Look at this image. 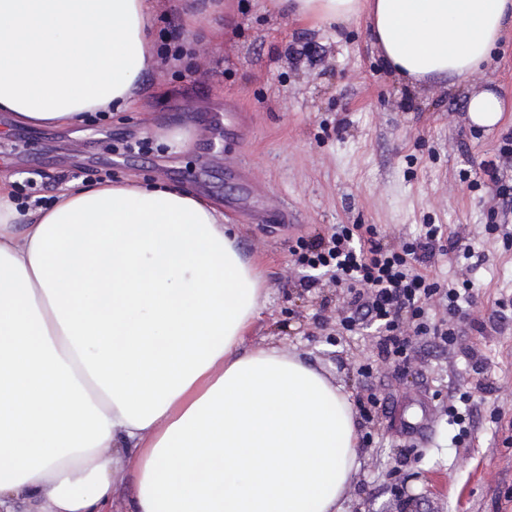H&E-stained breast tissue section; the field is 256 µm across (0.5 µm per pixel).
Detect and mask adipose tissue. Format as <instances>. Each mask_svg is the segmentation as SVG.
Here are the masks:
<instances>
[{
    "label": "adipose tissue",
    "instance_id": "obj_1",
    "mask_svg": "<svg viewBox=\"0 0 512 512\" xmlns=\"http://www.w3.org/2000/svg\"><path fill=\"white\" fill-rule=\"evenodd\" d=\"M276 2L365 19L413 84L469 79L512 34V0ZM155 23L151 0H0V112L128 110ZM22 218L0 187V512H344L351 395L298 356L242 351L265 280L223 209L76 183Z\"/></svg>",
    "mask_w": 512,
    "mask_h": 512
}]
</instances>
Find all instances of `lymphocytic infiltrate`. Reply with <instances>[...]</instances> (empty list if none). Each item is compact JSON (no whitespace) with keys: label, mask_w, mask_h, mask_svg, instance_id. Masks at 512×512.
Returning a JSON list of instances; mask_svg holds the SVG:
<instances>
[{"label":"lymphocytic infiltrate","mask_w":512,"mask_h":512,"mask_svg":"<svg viewBox=\"0 0 512 512\" xmlns=\"http://www.w3.org/2000/svg\"><path fill=\"white\" fill-rule=\"evenodd\" d=\"M444 235L442 225L430 224L423 235L396 249L383 244L372 227L340 224L331 233L300 240L298 262L310 270L307 287L316 285V274L321 271L345 288L344 329L378 325L381 351L403 358L409 335L436 332L443 342L453 340V330H438L429 321L424 310L428 300L438 299L452 318L472 302L470 293L441 287L424 272L435 253L448 247L455 250L457 259H472L469 246L457 241L444 246Z\"/></svg>","instance_id":"f902f5d3"}]
</instances>
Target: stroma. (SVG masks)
Returning <instances> with one entry per match:
<instances>
[{
	"label": "stroma",
	"instance_id": "stroma-1",
	"mask_svg": "<svg viewBox=\"0 0 512 512\" xmlns=\"http://www.w3.org/2000/svg\"><path fill=\"white\" fill-rule=\"evenodd\" d=\"M158 30L180 27L190 52L179 68L151 70L133 107L65 127L13 125L0 112V179L30 200L70 181L155 180L224 206L240 246L262 271L268 295L245 348L296 354L351 394L383 409L357 417L361 466L345 512H512V164L492 182L482 166L512 142V42L462 84L433 77L412 88L385 66L365 21L342 29L293 20L272 0H156ZM490 90L509 110L486 130L469 119L471 94ZM235 124L234 141L224 128ZM186 137L169 152L165 141ZM245 159L250 210L233 205L227 161ZM287 211L257 224L251 210ZM336 224H366L399 246L440 224L471 245L458 264L436 255L426 272L468 284L473 303L454 318L456 341L410 339L407 361L382 354L377 327L342 328L343 288L321 278L305 288L292 254L298 240ZM433 420L428 445L399 432L398 417ZM467 411L465 427L450 409Z\"/></svg>",
	"mask_w": 512,
	"mask_h": 512
}]
</instances>
